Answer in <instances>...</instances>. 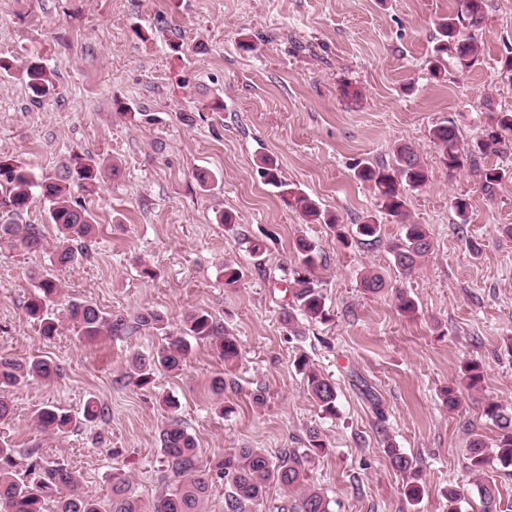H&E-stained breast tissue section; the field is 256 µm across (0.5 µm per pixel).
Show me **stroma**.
Wrapping results in <instances>:
<instances>
[{
	"label": "stroma",
	"instance_id": "1",
	"mask_svg": "<svg viewBox=\"0 0 512 512\" xmlns=\"http://www.w3.org/2000/svg\"><path fill=\"white\" fill-rule=\"evenodd\" d=\"M458 0H0V156L37 178L60 174L74 155L116 161L117 176L79 191L95 224L90 255L60 271L66 297L87 299L112 317L160 314L150 327L89 341L61 322L41 336L23 305L33 293L30 271L50 267L57 230L41 196L21 221L39 225L46 250L0 244V356H41L62 373L48 383L11 390V419L0 443L39 449L81 476L83 491L107 501L112 476L126 474L139 512H153L177 478L160 450L168 396L195 438L198 463L235 448L278 456L302 448L310 429L326 450L307 463L333 512H447L449 489L465 497L462 512H479L464 448L470 431L497 435L482 414L493 400L512 409V179L493 195L477 171L444 166L428 131L454 117L461 146L479 133L480 104L492 96L512 110V79L501 59L512 51V0H487L476 37L484 51L470 69L429 74L435 25ZM254 45L240 49L241 41ZM43 63L55 89L29 102L23 69ZM359 99L343 97V84ZM222 109H213L214 101ZM406 140L430 170L426 186L407 193L409 221L430 229L434 248L421 268L402 275L389 244L399 226L382 216L380 241L355 240L362 216L376 212L358 162L387 163ZM278 160L282 177L337 215L352 237L305 223L261 178L260 155ZM212 175L201 187L197 172ZM471 204L457 223L453 197ZM236 217L234 230L220 222ZM323 255L315 271L333 318L288 330L286 287L300 266L298 237ZM265 240L253 258L245 241ZM243 278L224 283L225 261ZM156 276L143 277V267ZM381 272L386 292L365 293L364 268ZM406 289L415 316L400 314L392 291ZM208 310L233 336L240 355L224 361L214 339L197 340L181 371L160 372L139 388L124 377L127 360L180 333L189 313ZM306 356L337 388V413L327 416L307 394L295 364ZM481 362L483 388H460L448 410L443 389L460 369ZM223 378V394L212 390ZM108 408L103 421L56 439L33 417L47 404L81 414L88 399ZM229 411L219 414L218 404ZM394 444L421 461L419 501L408 502L405 479L385 453Z\"/></svg>",
	"mask_w": 512,
	"mask_h": 512
}]
</instances>
